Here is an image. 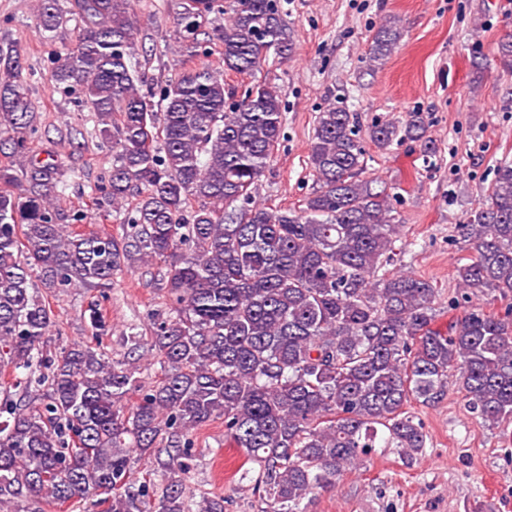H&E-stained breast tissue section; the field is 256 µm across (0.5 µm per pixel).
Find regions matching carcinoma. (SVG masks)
<instances>
[{
    "label": "carcinoma",
    "mask_w": 512,
    "mask_h": 512,
    "mask_svg": "<svg viewBox=\"0 0 512 512\" xmlns=\"http://www.w3.org/2000/svg\"><path fill=\"white\" fill-rule=\"evenodd\" d=\"M181 5L187 52L199 35L212 38L224 69L198 66L145 88L134 0H38L44 31L68 15L79 22L50 81L79 89L103 125L113 163L95 186L100 199L116 209L138 197L120 238L79 231L84 214L59 212L58 165L31 153L40 113L23 55L0 45V146L31 154L17 169L0 167V373H15V393L0 400V508L9 512L98 495L106 512H224L222 496L193 500L182 463L196 430L221 417L225 440L258 466L240 479L262 492L260 512H303L313 490L362 465L381 432L385 447L420 459L428 435L407 406L439 403L450 375L486 424H512V308L473 307L442 331L438 289L384 270L402 225L395 195L362 177L364 141L380 151L410 141L430 156L427 116L364 130L354 113L328 106L310 143L319 187L300 210L261 207L252 190L281 138L279 88L241 89L224 74L251 77L271 51L288 58L281 7ZM216 13L227 22L213 26ZM401 37L396 21L383 23L371 66ZM455 229L471 251L456 267L459 287L511 295L512 162L500 163L488 198ZM136 260L163 265L160 286L173 298L152 337L161 370L147 388L98 347L43 346L54 323L48 297L80 286L105 298ZM133 450L155 457L159 474L137 481Z\"/></svg>",
    "instance_id": "cac0c4a2"
}]
</instances>
